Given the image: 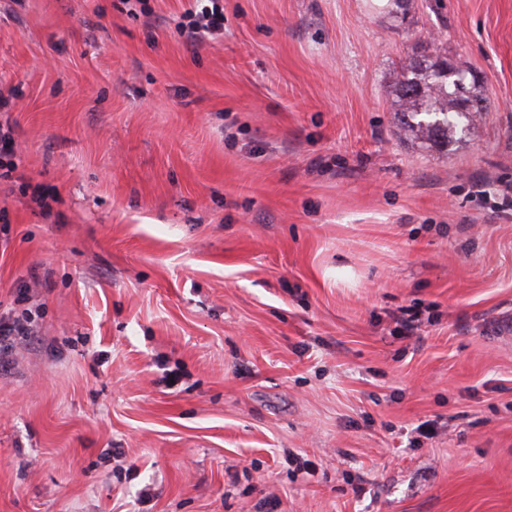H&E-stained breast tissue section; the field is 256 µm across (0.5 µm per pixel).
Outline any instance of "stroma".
<instances>
[{
	"label": "stroma",
	"mask_w": 512,
	"mask_h": 512,
	"mask_svg": "<svg viewBox=\"0 0 512 512\" xmlns=\"http://www.w3.org/2000/svg\"><path fill=\"white\" fill-rule=\"evenodd\" d=\"M188 6L0 0V512H512V0ZM191 7L186 9L179 24L185 39L198 44L205 37L224 33L223 0H190ZM448 72L454 74L453 79L441 77ZM454 79L464 80V84L459 85ZM393 95L395 112L407 131L423 146L438 150H448L449 145L460 140L457 136L469 130L482 112L475 82H467L462 71L446 62H404ZM468 101L476 103L475 111H460V102L464 110L472 106ZM26 325L10 317H0V347L8 348L20 336H29Z\"/></svg>",
	"instance_id": "obj_1"
}]
</instances>
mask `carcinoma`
<instances>
[{
  "mask_svg": "<svg viewBox=\"0 0 512 512\" xmlns=\"http://www.w3.org/2000/svg\"><path fill=\"white\" fill-rule=\"evenodd\" d=\"M393 95L395 112L407 131L420 144L438 150L456 143L482 112L475 83L445 62H404ZM464 99L476 103L475 111L459 110Z\"/></svg>",
  "mask_w": 512,
  "mask_h": 512,
  "instance_id": "1",
  "label": "carcinoma"
}]
</instances>
